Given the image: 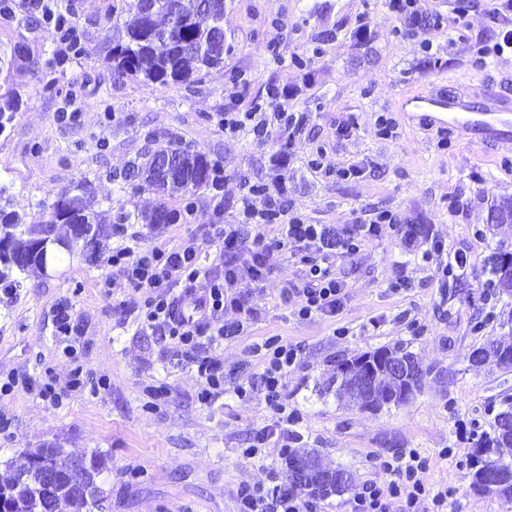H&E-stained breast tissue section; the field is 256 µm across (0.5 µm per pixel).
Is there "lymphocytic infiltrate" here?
I'll use <instances>...</instances> for the list:
<instances>
[{
  "mask_svg": "<svg viewBox=\"0 0 512 512\" xmlns=\"http://www.w3.org/2000/svg\"><path fill=\"white\" fill-rule=\"evenodd\" d=\"M495 26L491 45L485 46L481 59L512 53V0H491L487 12ZM224 131L229 135L246 133L262 141L271 134L291 139L299 134L303 119L287 105L274 99L268 105H253L248 112L225 113ZM242 221L217 228L213 240L218 251L210 265H202L201 248L196 239H184L178 246L125 245L113 250L112 264L118 267L129 285L147 289L142 302V329L168 341L174 359L195 367L202 381L197 399L208 405L224 394V364L203 351V341L215 342L240 329L238 322L224 319L226 308L254 316L249 304L254 290L272 273L271 257L280 253L292 268V277L284 278V296L301 301L298 315L307 320L319 315L332 316L340 309L344 283L335 273L337 260L358 254L383 230H397L402 220L389 210L374 212L369 221H357L343 227L310 224L294 211L280 185L254 184L241 199ZM181 294H174V287ZM194 294L200 300V312L191 316L180 311L183 296ZM264 369L257 382L237 386L241 399L261 394L272 411V422L264 426L242 449L252 458L270 441L288 450L293 439L294 413L289 412L285 379L303 353L300 345L268 339L264 342ZM389 475L387 485L368 480L361 483L345 503V512H443L449 493L433 490L425 480L427 461L417 451H409L382 462ZM238 512H319L317 499L301 500L293 492L275 485L242 484L237 489Z\"/></svg>",
  "mask_w": 512,
  "mask_h": 512,
  "instance_id": "1",
  "label": "lymphocytic infiltrate"
}]
</instances>
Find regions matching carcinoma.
<instances>
[{
    "label": "carcinoma",
    "instance_id": "1",
    "mask_svg": "<svg viewBox=\"0 0 512 512\" xmlns=\"http://www.w3.org/2000/svg\"><path fill=\"white\" fill-rule=\"evenodd\" d=\"M61 42L73 53L79 52L74 39L78 14L74 6L50 17ZM105 39L111 45L108 63L122 76L141 78L167 86L171 83L192 89L206 70L224 64V54L230 51L224 39V0H112L108 7ZM40 73V64L23 41L0 43V135L12 126L22 104V86L16 77L24 71ZM173 162L164 169L161 160ZM220 165L201 151L193 150L179 139L150 148L139 154L121 174V181L136 191H151L157 196L149 210H120L115 223H107L101 215L88 209L84 201L87 185L79 182L57 192L48 193L42 202L46 220L41 224H28L22 215L12 209L11 188L0 183V238L11 243L8 253H0V285L12 292L24 287L31 276L44 275L48 263L59 264L72 252L74 244L83 240L99 243L126 224H174L181 211L169 206L179 198L191 199L214 184ZM68 226L69 233L61 236L57 225ZM493 354L478 360L485 347L473 350L469 361L478 364L490 360L504 369H512V343L491 341ZM366 356L391 357L404 362L409 368L410 381L415 389L422 387L424 371L416 357L403 347H380L350 359L336 361L335 371L327 388H336V397L348 396L362 411L367 404L348 391V374L352 366ZM381 404L373 409L399 407L390 383L380 387ZM499 411L476 441L474 489L490 492L512 502V400L504 401ZM54 448V464L67 471L80 460L96 475L104 471L105 462L96 451L75 456L60 442L50 443ZM26 454L0 461L4 472L0 474V487L12 485L14 476L26 466ZM353 482H320L309 489L312 496L327 498L352 490ZM106 491L98 485L86 495L69 493L50 501L51 512H106Z\"/></svg>",
    "mask_w": 512,
    "mask_h": 512
}]
</instances>
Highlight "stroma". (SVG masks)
Instances as JSON below:
<instances>
[{"mask_svg": "<svg viewBox=\"0 0 512 512\" xmlns=\"http://www.w3.org/2000/svg\"><path fill=\"white\" fill-rule=\"evenodd\" d=\"M76 3V56L40 17L23 30L0 16V41L25 37L56 80L54 91L46 92L35 75L22 74L24 105L0 136V179L14 184V209L27 223H42L47 192L80 181L93 210H114L125 200L151 207L152 193L121 192L109 175L144 152L152 135L161 142L178 136L219 160L224 186L196 195L177 223L126 225L105 246L77 248L50 275L29 278L18 294L0 288V378L16 373L30 379L29 388L0 396V419L10 422L0 431V460L58 440L76 454L101 452L110 512H236L240 484L268 483L284 469L273 443L255 458L241 456L272 414L262 397L234 394L237 385L256 381L263 369L260 347L276 336L303 348L300 365L288 375V407L301 418V446L315 449L325 465L345 467L358 484H383L389 477L381 461L414 449L428 459L430 485L453 490L450 512H512V503L472 488L473 437L512 398V369L468 359L488 341L512 342V297L488 287L484 272L488 256L512 253V224L489 220L494 205L512 199V146L473 131L428 130L400 110L408 96L440 87L476 105L491 86L512 94V56L474 64L478 48L493 40L487 0H473L461 25L456 0H419L420 9L440 12L445 22L439 30L418 28L410 38L401 37L406 24L383 0H224L231 51L191 93L115 77L102 32L109 0ZM276 21L287 25L288 35L272 51ZM361 24L368 28L363 40L355 35ZM426 40L437 47V61L423 52ZM285 84L298 90L289 111L304 113L305 122L288 164L275 168L269 158L279 153V141L228 138L220 120ZM382 113L394 119V137L379 135L375 120ZM350 116L357 125L353 136L338 135L337 125ZM443 137L444 149L438 145ZM316 152L324 168L317 175L306 166ZM350 162L362 163L363 173L337 178L336 167ZM274 181L309 223L349 224L388 209L415 236L387 231L338 261L335 271L347 290L333 317L300 319L298 299H283L280 275L270 277L252 293L256 318L211 346L224 363V394L203 405L196 399L195 369L175 363L168 343L142 330L138 308L145 293L113 267L112 251L136 240L172 248L192 237L203 263H211L212 228L239 222L244 185ZM433 236L469 258L446 284L435 264L420 258ZM400 278L408 287L392 290ZM62 306L80 329L73 356L56 329ZM372 319L377 328H369ZM340 327L346 335H337ZM394 345L412 352L427 371L420 394L406 405L361 412L321 394L337 359ZM79 364L95 388H70ZM47 372L64 390L61 404L38 394ZM444 448L450 456H441Z\"/></svg>", "mask_w": 512, "mask_h": 512, "instance_id": "obj_1", "label": "stroma"}]
</instances>
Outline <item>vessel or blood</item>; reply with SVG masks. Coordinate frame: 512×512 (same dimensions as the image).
<instances>
[{
  "mask_svg": "<svg viewBox=\"0 0 512 512\" xmlns=\"http://www.w3.org/2000/svg\"><path fill=\"white\" fill-rule=\"evenodd\" d=\"M419 123L439 129L482 130L501 143H512V99L490 92L485 103L474 105L444 93L410 97L405 102Z\"/></svg>",
  "mask_w": 512,
  "mask_h": 512,
  "instance_id": "obj_1",
  "label": "vessel or blood"
}]
</instances>
